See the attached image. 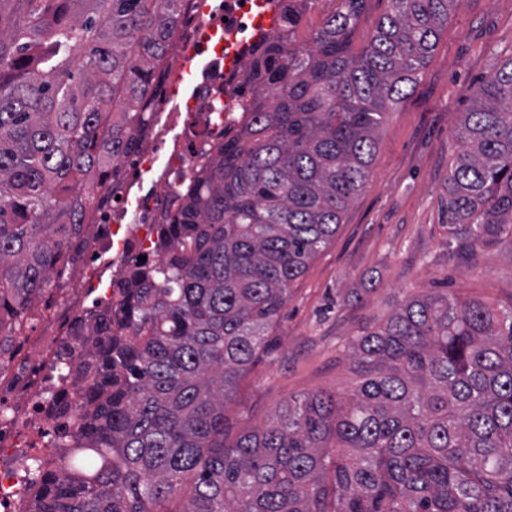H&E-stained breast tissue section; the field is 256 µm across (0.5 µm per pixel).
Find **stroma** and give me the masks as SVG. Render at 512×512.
<instances>
[{"instance_id": "obj_1", "label": "stroma", "mask_w": 512, "mask_h": 512, "mask_svg": "<svg viewBox=\"0 0 512 512\" xmlns=\"http://www.w3.org/2000/svg\"><path fill=\"white\" fill-rule=\"evenodd\" d=\"M512 56V0H461L413 95L378 133L366 187L308 265L270 332L272 346L226 406L234 430L263 424L294 396L350 395L349 345L406 299L434 291L512 304V252L448 245V176L459 117L479 83Z\"/></svg>"}]
</instances>
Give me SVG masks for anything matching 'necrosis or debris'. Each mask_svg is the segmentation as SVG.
I'll use <instances>...</instances> for the list:
<instances>
[{"label": "necrosis or debris", "mask_w": 512, "mask_h": 512, "mask_svg": "<svg viewBox=\"0 0 512 512\" xmlns=\"http://www.w3.org/2000/svg\"><path fill=\"white\" fill-rule=\"evenodd\" d=\"M282 4L270 0H190L164 70L158 102L125 176L101 188L105 203L65 260L73 285L47 289L19 319L13 347L0 351V512H36L43 470L60 465L51 400L62 366L81 362L91 341L82 318L103 308L104 279L125 275L132 258L159 260L157 229L169 201L190 181L209 145L235 123L256 83L255 52L275 37ZM44 452L30 455L28 426Z\"/></svg>", "instance_id": "obj_1"}]
</instances>
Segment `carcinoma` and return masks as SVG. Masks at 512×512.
Wrapping results in <instances>:
<instances>
[{
  "label": "carcinoma",
  "instance_id": "1",
  "mask_svg": "<svg viewBox=\"0 0 512 512\" xmlns=\"http://www.w3.org/2000/svg\"><path fill=\"white\" fill-rule=\"evenodd\" d=\"M295 0L260 50L231 135L133 258L58 417L38 512H512V306L411 297L351 345L348 397L318 390L228 438L225 415L308 264L369 181L377 135L459 0H339L307 42ZM185 0H0V335L48 288L64 243L120 179ZM448 238L512 250V56L462 113ZM386 0H369L367 8L352 37V49L359 51L369 40L377 19L386 11Z\"/></svg>",
  "mask_w": 512,
  "mask_h": 512
}]
</instances>
